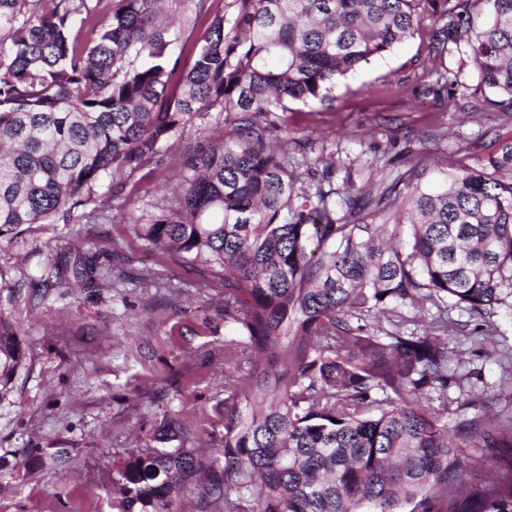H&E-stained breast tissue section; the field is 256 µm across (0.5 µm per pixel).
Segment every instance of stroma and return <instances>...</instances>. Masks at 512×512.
Listing matches in <instances>:
<instances>
[{
  "label": "stroma",
  "mask_w": 512,
  "mask_h": 512,
  "mask_svg": "<svg viewBox=\"0 0 512 512\" xmlns=\"http://www.w3.org/2000/svg\"><path fill=\"white\" fill-rule=\"evenodd\" d=\"M446 0H422L421 23L403 44L339 77L322 98L293 102L284 115L282 146L290 163L301 145L352 163L356 186L392 181L406 159L446 171L459 157L469 164L512 139V112H498L475 95L477 74L463 50L442 58L429 47L432 13ZM447 68L455 94L438 101L425 89ZM224 113L194 117L169 140L164 165L148 166L129 181L130 213L150 212L171 199L177 158L200 135H223ZM130 213L103 224H35L0 240V318L18 333L25 359L12 391L0 401V455L15 468L0 470V512H117L113 470L128 454L155 443L163 419L196 433L222 434L214 408L224 400V328L204 324L224 305V286L198 292L199 267H184L185 288H79L57 275L71 248H118L116 270L161 268L174 257L139 238ZM448 356L461 362L463 388L449 398L486 402L466 413L493 424L512 408L504 388L512 365V305H494L484 318L452 311Z\"/></svg>",
  "instance_id": "stroma-1"
}]
</instances>
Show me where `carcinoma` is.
Returning a JSON list of instances; mask_svg holds the SVG:
<instances>
[{
    "label": "carcinoma",
    "instance_id": "obj_1",
    "mask_svg": "<svg viewBox=\"0 0 512 512\" xmlns=\"http://www.w3.org/2000/svg\"><path fill=\"white\" fill-rule=\"evenodd\" d=\"M176 2L209 16L191 58L172 54L163 0H0L1 239L76 211L103 223V181L121 211L183 125L213 109L229 124L182 155L168 205L129 220L178 257L139 287L172 288L185 264L224 282L222 450L164 419L176 446L116 466L119 512H180L189 490L198 512H512V415L485 428L465 413L478 394L449 410L461 376L444 337L450 311L512 299V141L435 182L416 160L339 196L336 161L305 160L303 179L274 144L277 118L411 37L417 0H230L211 16L207 0ZM435 23L430 51L465 45L476 91L512 112V0H456ZM451 91L446 71L425 89ZM66 271L83 286L128 278L80 247ZM429 305L420 335L381 326ZM16 336L0 318V398L24 358ZM467 443L495 468L476 489Z\"/></svg>",
    "mask_w": 512,
    "mask_h": 512
}]
</instances>
